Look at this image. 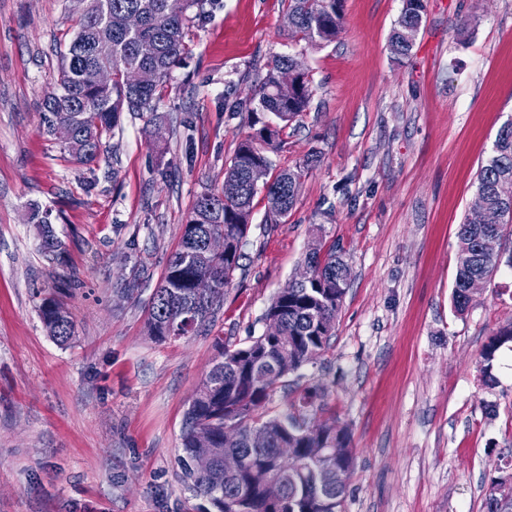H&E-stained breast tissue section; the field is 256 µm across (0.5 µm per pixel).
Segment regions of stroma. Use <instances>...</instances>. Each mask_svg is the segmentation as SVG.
<instances>
[{
  "instance_id": "1",
  "label": "stroma",
  "mask_w": 512,
  "mask_h": 512,
  "mask_svg": "<svg viewBox=\"0 0 512 512\" xmlns=\"http://www.w3.org/2000/svg\"><path fill=\"white\" fill-rule=\"evenodd\" d=\"M409 55L388 37L401 0H344L321 47L293 41L287 0H208L188 31L157 119L124 114L101 160L78 164L46 135L40 103L79 16L75 0H0V512H200L177 473L183 415L217 340L245 344L311 248L336 246L351 281L327 352L272 395L306 390L307 424L348 429L354 472L343 512H486L512 464V267L465 312L453 304L457 228L476 173L512 120V0H425ZM276 53L298 55L312 91L272 160L300 167L297 202L266 221L256 198L246 270L198 334L164 343L145 303L197 195L218 189L255 119L249 100ZM47 210L66 248L48 262L29 220ZM135 250H127L128 240ZM140 295L122 289L138 268ZM76 335L47 332L41 296ZM38 311L45 328L57 342L64 344L75 336L74 323L55 296L43 297L38 305ZM512 342V324H509L507 327L500 329L490 340V342L484 347L482 352V357L487 365L483 370V381L485 383L491 380L490 376V363L493 361L495 357L496 351L500 348L501 345L506 342Z\"/></svg>"
}]
</instances>
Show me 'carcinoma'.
Segmentation results:
<instances>
[{
	"mask_svg": "<svg viewBox=\"0 0 512 512\" xmlns=\"http://www.w3.org/2000/svg\"><path fill=\"white\" fill-rule=\"evenodd\" d=\"M80 16L74 36L62 53L57 87L42 102L43 126L47 135L59 140L77 162L91 164L104 153L103 138L115 133L125 112H154L160 91L174 68L188 57L187 30L192 16L204 0H185L181 13L168 9V0H90ZM425 0H402L397 25L389 37L394 57L407 56L412 48L408 28H419ZM135 13L142 25L129 31L125 16ZM343 0H288L291 38L309 46L336 40L343 29ZM112 30V43L98 39L101 29ZM297 58L292 54L272 56L266 73L255 88L254 112H268L289 123L309 108L311 90L308 73L300 71L289 82L284 74ZM112 69V81L92 87L82 82L90 67ZM278 131L267 123L240 141L225 171L224 181L236 184L239 193L207 189L195 200L184 224L178 249L171 254L166 273L149 300L148 332L157 342L189 336L214 317L224 304V290L241 268L244 246L251 229L254 200L263 195L268 205L266 221L278 223L296 204L301 171L284 169L271 174L269 153L275 151ZM512 183V121L499 130L492 154L477 173V195L487 207V225L472 218L459 225V249L453 289L455 308L462 312L472 302L466 284L475 274L492 279L502 263L512 267V254L488 258L483 252L485 237L499 240L512 235V200L504 201L500 185ZM37 224L44 255L51 261L65 253L48 213L39 205L30 207ZM224 238V254L208 255L204 243L210 236ZM304 268L309 278L290 279L272 300L265 319H276L283 335L252 336L242 346L220 344L218 356L184 414L179 480L208 506L201 512H342L353 469V453L347 432L328 417L308 433L305 423L292 415H270L266 406L271 395L289 374L313 362L330 347L336 319L349 284L340 280L346 263L336 247L326 253H308ZM39 316L51 336L66 343L75 336L74 323L53 295L38 305ZM512 342V324L500 329L484 347L487 366L483 381L489 382L490 366L501 345ZM230 425L246 433L253 428L266 431L265 448H252L245 441L231 449L224 445V428ZM287 445L304 460L300 471L288 473L278 456ZM323 448L324 455L310 460L308 449ZM235 451L248 460L245 470L232 476L224 472V455ZM285 480V500L279 507L268 504L264 485L272 477ZM512 497V475L491 480L485 493L487 512H499L497 502Z\"/></svg>",
	"mask_w": 512,
	"mask_h": 512,
	"instance_id": "cac0c4a2",
	"label": "carcinoma"
}]
</instances>
